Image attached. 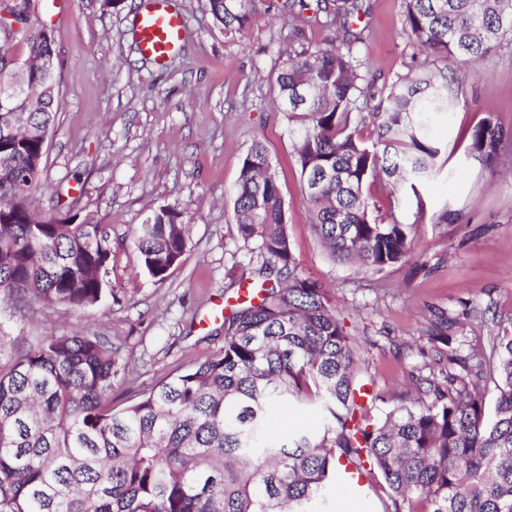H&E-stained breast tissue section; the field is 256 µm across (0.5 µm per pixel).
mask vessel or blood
<instances>
[{
    "mask_svg": "<svg viewBox=\"0 0 512 512\" xmlns=\"http://www.w3.org/2000/svg\"><path fill=\"white\" fill-rule=\"evenodd\" d=\"M185 23L181 14L168 9L166 0H145L136 27V39L142 55L152 60L158 69L181 48Z\"/></svg>",
    "mask_w": 512,
    "mask_h": 512,
    "instance_id": "1",
    "label": "vessel or blood"
}]
</instances>
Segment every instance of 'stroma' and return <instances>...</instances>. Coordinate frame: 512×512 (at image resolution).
<instances>
[{"label": "stroma", "mask_w": 512, "mask_h": 512, "mask_svg": "<svg viewBox=\"0 0 512 512\" xmlns=\"http://www.w3.org/2000/svg\"><path fill=\"white\" fill-rule=\"evenodd\" d=\"M284 0H258L264 17L244 35H225L206 0H168L186 37L166 70L144 58L133 37L142 0L100 9L97 0H40L39 25L57 51L62 109L50 133L40 197L43 211L69 204L93 211L112 230L111 296L93 310L34 307L20 324L22 345L55 330L102 327L122 340L128 375L112 389L116 408L222 347L217 322L227 296L224 277L247 265L229 223L231 191L252 141L266 146L288 203L292 252L304 276L329 288L351 334L374 337L362 352L375 391L389 404L411 383L429 346L433 312L457 319L456 344L487 342L494 321L512 318V169H486L468 155L466 134L491 117L512 130V41L504 42L459 86L458 104L437 116L442 142L438 178L403 190L397 217L412 225L406 259L380 272L330 261L303 200L274 79L288 33ZM365 69L377 85L407 72L413 49L401 29L402 0H364ZM169 205L191 224L184 264L158 282L137 264L130 228ZM455 211L446 219L447 211ZM369 476L341 485L333 512H390Z\"/></svg>", "instance_id": "stroma-1"}]
</instances>
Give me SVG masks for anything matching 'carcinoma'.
Wrapping results in <instances>:
<instances>
[{
	"label": "carcinoma",
	"mask_w": 512,
	"mask_h": 512,
	"mask_svg": "<svg viewBox=\"0 0 512 512\" xmlns=\"http://www.w3.org/2000/svg\"><path fill=\"white\" fill-rule=\"evenodd\" d=\"M207 2L227 36L256 18V0ZM403 3L409 43L440 61L467 65L512 37V0ZM362 6L286 0L293 24L275 89L315 234L331 259L380 272L405 259L411 225L380 220L366 188L384 180L394 202L404 184L439 173L442 150L428 129L455 107L458 78L415 62L374 91L363 73L366 36L352 28ZM300 23H335L344 35L314 45ZM16 45L25 58L56 54L32 22L0 41V99L21 93L5 64ZM55 83L53 72L28 74L26 92L43 106L18 111L37 129L55 125ZM468 136L470 156L486 167L512 151V134L491 117ZM41 154L39 139L0 128V294L10 308L0 323V512H327L336 468L349 465L380 472L393 512H512V320L488 344L448 356V366L416 368L413 392L371 419L386 399L329 293L299 270L288 204L259 140L242 159L231 213L259 259V291L223 314L219 351L116 409L113 383L128 362L112 337L61 329L22 348L12 330L25 309L95 307L112 270V234L94 213L77 224L34 213ZM189 228L171 206L132 228L137 261L155 281L183 263ZM245 280L234 265L225 290L237 295ZM456 325L435 313L429 340L452 346ZM290 402L318 404L320 428L274 433L272 413Z\"/></svg>",
	"instance_id": "obj_1"
}]
</instances>
